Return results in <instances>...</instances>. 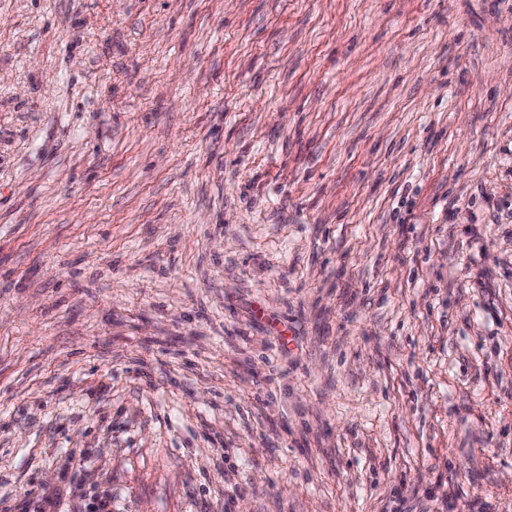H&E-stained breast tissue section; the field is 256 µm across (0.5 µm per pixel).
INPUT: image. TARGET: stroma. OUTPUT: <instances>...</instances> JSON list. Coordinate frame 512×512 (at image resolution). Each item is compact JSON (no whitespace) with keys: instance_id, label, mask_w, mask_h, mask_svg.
Segmentation results:
<instances>
[{"instance_id":"1","label":"stroma","mask_w":512,"mask_h":512,"mask_svg":"<svg viewBox=\"0 0 512 512\" xmlns=\"http://www.w3.org/2000/svg\"><path fill=\"white\" fill-rule=\"evenodd\" d=\"M102 490L512 512V0H0V512Z\"/></svg>"}]
</instances>
